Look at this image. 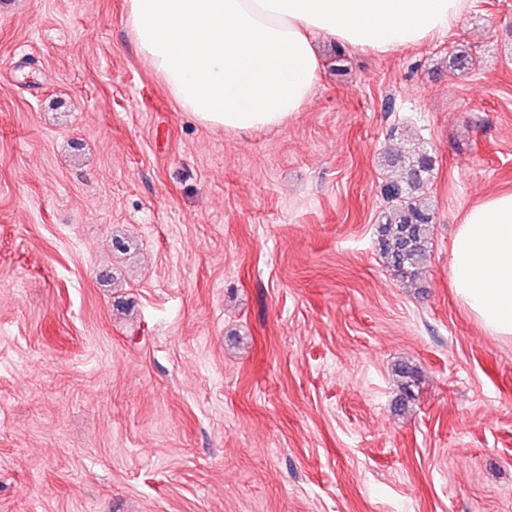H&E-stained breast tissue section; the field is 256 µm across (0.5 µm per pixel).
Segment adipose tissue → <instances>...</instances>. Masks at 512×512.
Instances as JSON below:
<instances>
[{
    "instance_id": "ef3b65f1",
    "label": "adipose tissue",
    "mask_w": 512,
    "mask_h": 512,
    "mask_svg": "<svg viewBox=\"0 0 512 512\" xmlns=\"http://www.w3.org/2000/svg\"><path fill=\"white\" fill-rule=\"evenodd\" d=\"M139 51L180 107L227 131L285 124L319 79L314 41L388 53L456 28L471 0H125ZM448 285L482 331L512 338V191L467 207Z\"/></svg>"
}]
</instances>
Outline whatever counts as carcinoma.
<instances>
[{
	"mask_svg": "<svg viewBox=\"0 0 512 512\" xmlns=\"http://www.w3.org/2000/svg\"><path fill=\"white\" fill-rule=\"evenodd\" d=\"M385 162L399 175L381 188L387 207L376 225L377 243L394 275L408 287L420 288L433 223L425 188L433 177L436 160L418 143L387 156Z\"/></svg>",
	"mask_w": 512,
	"mask_h": 512,
	"instance_id": "cac0c4a2",
	"label": "carcinoma"
}]
</instances>
